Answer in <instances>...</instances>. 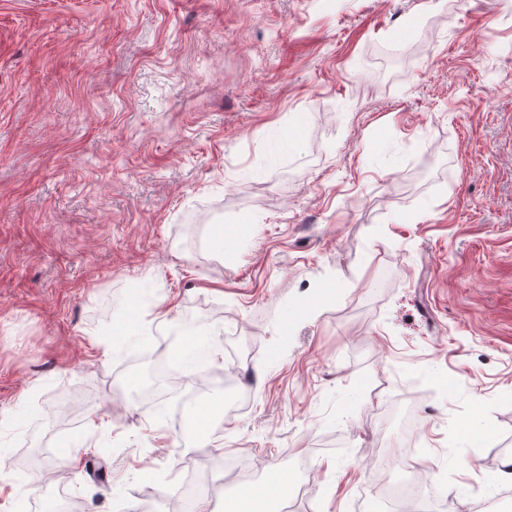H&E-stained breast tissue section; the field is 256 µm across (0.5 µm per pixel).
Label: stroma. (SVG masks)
I'll return each mask as SVG.
<instances>
[{"mask_svg":"<svg viewBox=\"0 0 512 512\" xmlns=\"http://www.w3.org/2000/svg\"><path fill=\"white\" fill-rule=\"evenodd\" d=\"M503 2L0 0V512H177L190 472L224 512L231 460L359 512L389 404L407 512H512ZM151 334L245 405L143 404Z\"/></svg>","mask_w":512,"mask_h":512,"instance_id":"obj_1","label":"stroma"}]
</instances>
